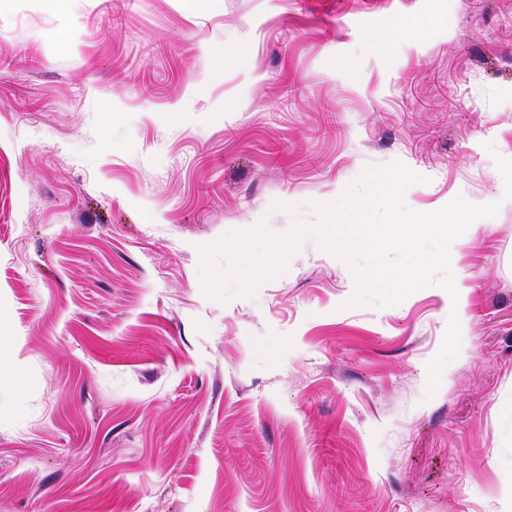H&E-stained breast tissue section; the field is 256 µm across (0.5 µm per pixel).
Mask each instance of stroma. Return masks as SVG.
Returning <instances> with one entry per match:
<instances>
[{
	"instance_id": "35a3bbf8",
	"label": "stroma",
	"mask_w": 512,
	"mask_h": 512,
	"mask_svg": "<svg viewBox=\"0 0 512 512\" xmlns=\"http://www.w3.org/2000/svg\"><path fill=\"white\" fill-rule=\"evenodd\" d=\"M394 161L499 206L431 397L443 288L200 272ZM0 310V512H512V0H0Z\"/></svg>"
}]
</instances>
